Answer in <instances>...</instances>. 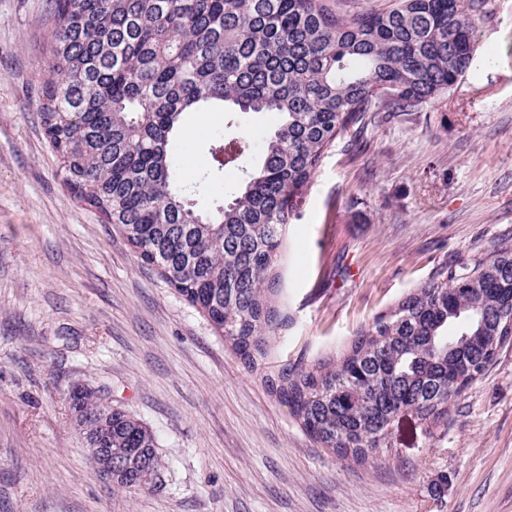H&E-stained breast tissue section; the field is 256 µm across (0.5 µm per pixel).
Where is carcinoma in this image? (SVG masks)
<instances>
[{"instance_id": "obj_1", "label": "carcinoma", "mask_w": 512, "mask_h": 512, "mask_svg": "<svg viewBox=\"0 0 512 512\" xmlns=\"http://www.w3.org/2000/svg\"><path fill=\"white\" fill-rule=\"evenodd\" d=\"M49 0L39 119L68 191L118 225L141 263L228 340L244 363L283 325L273 305L287 225L324 152L369 112H415L451 92L476 52L491 0ZM276 116L261 162L213 206L196 196L246 150L211 151L193 185L178 175L187 112ZM512 345V239L450 264L374 318L337 356L282 370L273 387L320 447L366 461L392 447L401 411L448 420ZM88 448L112 449V482L154 487L158 441L121 407L97 416Z\"/></svg>"}]
</instances>
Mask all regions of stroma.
Returning a JSON list of instances; mask_svg holds the SVG:
<instances>
[{
  "label": "stroma",
  "instance_id": "obj_1",
  "mask_svg": "<svg viewBox=\"0 0 512 512\" xmlns=\"http://www.w3.org/2000/svg\"><path fill=\"white\" fill-rule=\"evenodd\" d=\"M476 23L494 67H471L418 111L367 115L325 152L278 267L273 302L290 322L251 367L69 194L39 120L48 0H0V512H512V347L447 428L402 415L391 447L362 463L320 448L269 387L282 368L341 350L449 262L512 237V0ZM275 122L187 115L183 181L220 137L245 138L212 185L223 197ZM79 383L156 433L158 488L129 491L94 470L67 404Z\"/></svg>",
  "mask_w": 512,
  "mask_h": 512
}]
</instances>
